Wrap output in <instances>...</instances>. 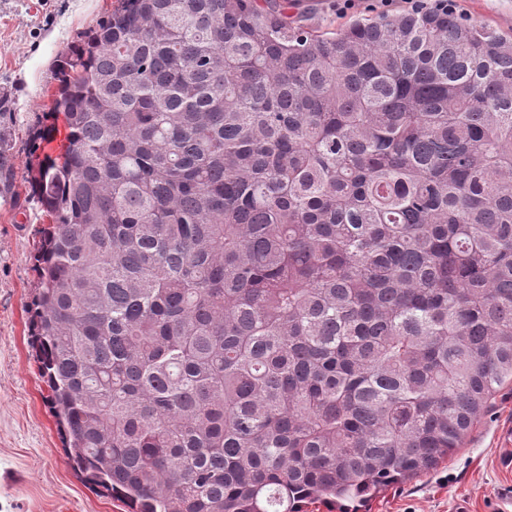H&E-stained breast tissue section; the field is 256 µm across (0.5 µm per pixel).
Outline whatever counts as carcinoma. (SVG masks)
Wrapping results in <instances>:
<instances>
[{"label": "carcinoma", "instance_id": "cac0c4a2", "mask_svg": "<svg viewBox=\"0 0 512 512\" xmlns=\"http://www.w3.org/2000/svg\"><path fill=\"white\" fill-rule=\"evenodd\" d=\"M286 6L118 0L65 63L31 331L128 512H360L512 383V34Z\"/></svg>", "mask_w": 512, "mask_h": 512}]
</instances>
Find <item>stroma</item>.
Masks as SVG:
<instances>
[{"instance_id": "stroma-1", "label": "stroma", "mask_w": 512, "mask_h": 512, "mask_svg": "<svg viewBox=\"0 0 512 512\" xmlns=\"http://www.w3.org/2000/svg\"><path fill=\"white\" fill-rule=\"evenodd\" d=\"M311 30L380 13L377 0L339 11L316 0ZM115 0H0V158L12 171L0 185V512H125L74 469L31 346L35 247L46 224L31 189L30 159L53 153L43 140L62 127L53 111L59 63L107 19ZM466 19L512 32V0H464ZM512 385L492 399L462 448L434 472L395 485L369 512H512Z\"/></svg>"}]
</instances>
